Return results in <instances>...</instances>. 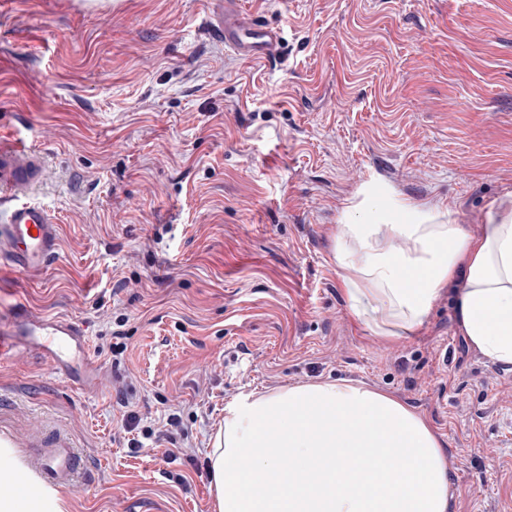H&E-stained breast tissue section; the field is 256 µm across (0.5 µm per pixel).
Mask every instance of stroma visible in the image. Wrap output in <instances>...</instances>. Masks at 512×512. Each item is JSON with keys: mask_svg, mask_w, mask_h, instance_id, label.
<instances>
[{"mask_svg": "<svg viewBox=\"0 0 512 512\" xmlns=\"http://www.w3.org/2000/svg\"><path fill=\"white\" fill-rule=\"evenodd\" d=\"M242 2L281 30L279 61L206 35L215 0H0V141L45 153L36 198L60 230L43 272L0 268V316L84 324L103 374L80 393L37 354L0 365V422L70 435L87 470L64 512H213L225 404L345 380L436 430L448 512H512V364L468 343L449 289L415 334L375 335L332 259L365 182L474 236L512 193V0ZM131 412L178 415L177 449L129 448Z\"/></svg>", "mask_w": 512, "mask_h": 512, "instance_id": "stroma-1", "label": "stroma"}]
</instances>
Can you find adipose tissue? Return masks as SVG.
Instances as JSON below:
<instances>
[{"label": "adipose tissue", "instance_id": "obj_1", "mask_svg": "<svg viewBox=\"0 0 512 512\" xmlns=\"http://www.w3.org/2000/svg\"><path fill=\"white\" fill-rule=\"evenodd\" d=\"M332 257L351 314L376 335L415 332L453 283L471 345L512 363V194L491 203L474 236L451 211L363 185L341 213ZM209 470L215 512H448L450 499L425 418L344 382L239 395L224 408Z\"/></svg>", "mask_w": 512, "mask_h": 512}]
</instances>
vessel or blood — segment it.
<instances>
[{
    "mask_svg": "<svg viewBox=\"0 0 512 512\" xmlns=\"http://www.w3.org/2000/svg\"><path fill=\"white\" fill-rule=\"evenodd\" d=\"M207 25L218 32L226 49L244 60L272 62L280 53V30L245 13L241 0H224ZM45 177L42 152L0 142V257L18 273L44 270L58 251V224L49 207L31 196ZM26 352L38 353L74 389L101 386V372L89 353L86 328L73 319L38 314L17 304L7 320H0V363ZM18 446L30 448L31 454L15 468V482L38 494L47 487L71 488L83 466L64 434L37 428L21 439L0 428V447Z\"/></svg>",
    "mask_w": 512,
    "mask_h": 512,
    "instance_id": "b4317fda",
    "label": "vessel or blood"
}]
</instances>
